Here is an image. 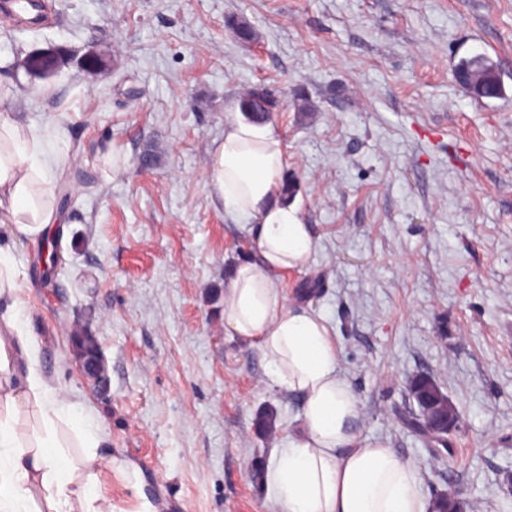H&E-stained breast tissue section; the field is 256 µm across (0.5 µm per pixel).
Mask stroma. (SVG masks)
<instances>
[{"mask_svg":"<svg viewBox=\"0 0 512 512\" xmlns=\"http://www.w3.org/2000/svg\"><path fill=\"white\" fill-rule=\"evenodd\" d=\"M44 2L24 25L0 0V88L46 153L69 155L71 199L47 236L0 223L20 299L0 315L16 309L66 397L70 456L83 431L111 460L99 492L118 512H275L249 475L301 404L224 329V287L258 253L204 178L225 113L261 86L320 242L275 283L332 327L361 441L416 462L427 498L512 512V0ZM475 56L501 97L457 82ZM77 332L96 336L107 390L83 376ZM419 373L459 417L443 460L410 426ZM494 68H496L495 65L482 57L464 59L456 69V78L458 72L465 71L472 76L473 86L480 88V93L472 92V94L480 98H496L503 94L504 85L503 82L501 83L500 74ZM487 76L495 79V82L489 86L484 82Z\"/></svg>","mask_w":512,"mask_h":512,"instance_id":"obj_1","label":"stroma"}]
</instances>
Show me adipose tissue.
<instances>
[{
  "instance_id": "obj_1",
  "label": "adipose tissue",
  "mask_w": 512,
  "mask_h": 512,
  "mask_svg": "<svg viewBox=\"0 0 512 512\" xmlns=\"http://www.w3.org/2000/svg\"><path fill=\"white\" fill-rule=\"evenodd\" d=\"M285 163L271 126L231 112L206 169L212 195L243 222L259 254L224 288V328L257 342L272 382L302 399L301 432L275 452L268 488L279 512H431L418 465L385 442L360 441V402L340 374L327 318L295 310L275 286L276 273L303 266L318 249L298 207L279 196ZM65 165L48 157L41 135L0 113V217L25 234L46 231L58 220L56 179ZM38 360L39 346L17 317L0 316V512H114L96 490L108 461L95 452L72 460L58 440L64 404ZM28 405L41 426L25 440L15 424Z\"/></svg>"
}]
</instances>
